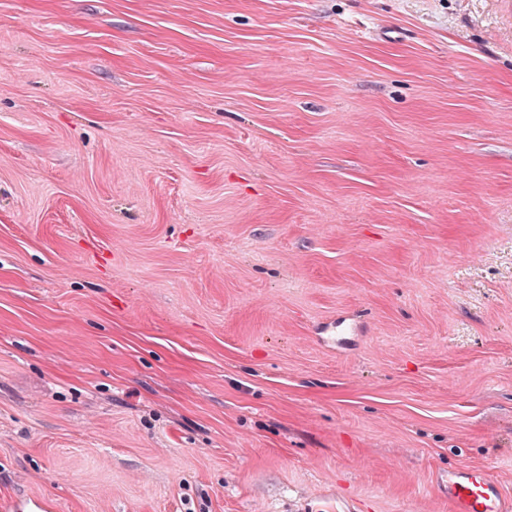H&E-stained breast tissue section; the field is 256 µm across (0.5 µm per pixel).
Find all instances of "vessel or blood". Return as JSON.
<instances>
[{
  "label": "vessel or blood",
  "instance_id": "b4317fda",
  "mask_svg": "<svg viewBox=\"0 0 512 512\" xmlns=\"http://www.w3.org/2000/svg\"><path fill=\"white\" fill-rule=\"evenodd\" d=\"M441 495L448 512H512V496L498 480L479 469L450 471ZM5 512H45L46 503L33 495H19L0 504Z\"/></svg>",
  "mask_w": 512,
  "mask_h": 512
}]
</instances>
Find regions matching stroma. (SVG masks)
I'll use <instances>...</instances> for the list:
<instances>
[{
  "label": "stroma",
  "instance_id": "35a3bbf8",
  "mask_svg": "<svg viewBox=\"0 0 512 512\" xmlns=\"http://www.w3.org/2000/svg\"><path fill=\"white\" fill-rule=\"evenodd\" d=\"M459 467L512 493V0H0V498Z\"/></svg>",
  "mask_w": 512,
  "mask_h": 512
}]
</instances>
